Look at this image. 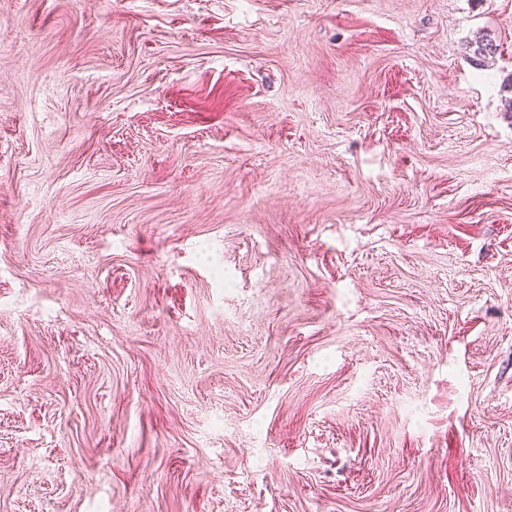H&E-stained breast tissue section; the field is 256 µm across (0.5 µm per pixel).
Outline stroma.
<instances>
[{"instance_id":"35a3bbf8","label":"stroma","mask_w":512,"mask_h":512,"mask_svg":"<svg viewBox=\"0 0 512 512\" xmlns=\"http://www.w3.org/2000/svg\"><path fill=\"white\" fill-rule=\"evenodd\" d=\"M511 78L512 0H0V512H512Z\"/></svg>"}]
</instances>
